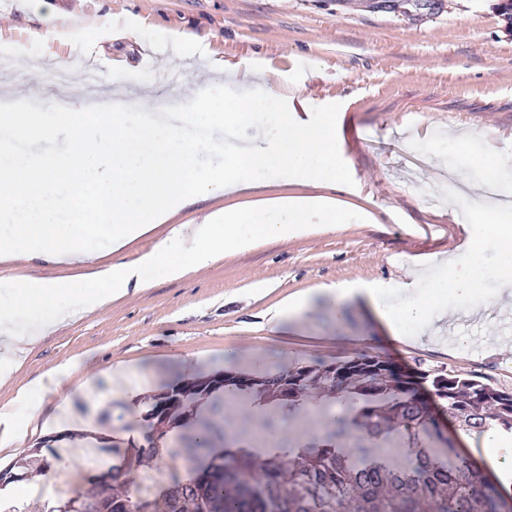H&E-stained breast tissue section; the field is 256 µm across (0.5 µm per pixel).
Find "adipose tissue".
Segmentation results:
<instances>
[{
    "label": "adipose tissue",
    "instance_id": "1",
    "mask_svg": "<svg viewBox=\"0 0 512 512\" xmlns=\"http://www.w3.org/2000/svg\"><path fill=\"white\" fill-rule=\"evenodd\" d=\"M18 92L0 82V127L25 140L17 153L0 144V216L9 215L25 236L41 238L39 258L57 263H80L84 251L77 241L87 230L102 226L113 248L138 239L153 225L163 223L186 205L219 194H256L249 205L212 210L202 223L171 230V242H160L130 264L102 265L87 277L90 292L80 297L79 311L88 312L129 289L144 287V269L164 265L168 277L179 279L231 252H245L264 240H288L322 224H342L347 204L330 196L345 181L333 114L309 122L298 121L281 106L280 98L246 92L217 102L208 91L191 89L156 102L143 113L138 127L128 124L127 103L120 97L89 101L63 92L61 102L38 112L15 107ZM208 119V137L196 136L199 117ZM244 124L276 129L274 139L225 148V141ZM67 136L53 153L42 143L58 131ZM214 150L223 165L200 170L196 156ZM277 172L300 193L265 194L263 173ZM474 219L466 229L464 262L448 260L444 274L423 296L415 282L397 281L392 291L396 306H386L383 290L373 285L336 283L322 286L337 302L363 299L390 329L393 338L409 344L431 337L448 316V300L479 298L488 272L481 258L484 239L502 245L495 273L498 288L481 300L484 310L512 304V225L500 222L499 202L484 195L470 196ZM64 279L26 277L19 283V300L40 310L69 292ZM58 314L40 329L17 324L13 312H0V344L21 351L37 342L41 331L63 324Z\"/></svg>",
    "mask_w": 512,
    "mask_h": 512
}]
</instances>
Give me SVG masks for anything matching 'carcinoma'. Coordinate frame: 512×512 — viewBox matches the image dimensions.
Here are the masks:
<instances>
[{
  "mask_svg": "<svg viewBox=\"0 0 512 512\" xmlns=\"http://www.w3.org/2000/svg\"><path fill=\"white\" fill-rule=\"evenodd\" d=\"M422 379L461 430H512V392L451 370ZM229 387L269 411L237 410L224 398ZM322 390L332 397L318 413H301ZM338 397L349 413L336 414ZM142 422L147 445L124 456H154L186 477L131 497L117 487L136 480L114 464L49 512H137L151 496L162 500V512H512L485 470L437 425L419 384L379 355L257 375L202 373L153 396ZM173 427L183 429L180 446L166 448ZM243 442L251 451L240 450ZM54 459L60 453L46 456L41 442L28 449L0 469V492Z\"/></svg>",
  "mask_w": 512,
  "mask_h": 512,
  "instance_id": "carcinoma-1",
  "label": "carcinoma"
}]
</instances>
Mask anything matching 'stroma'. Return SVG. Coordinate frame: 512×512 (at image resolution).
<instances>
[{
    "label": "stroma",
    "mask_w": 512,
    "mask_h": 512,
    "mask_svg": "<svg viewBox=\"0 0 512 512\" xmlns=\"http://www.w3.org/2000/svg\"><path fill=\"white\" fill-rule=\"evenodd\" d=\"M45 14L23 0H0V45L14 64L10 81L28 108L59 96V72L34 73L32 62L94 63L98 94L125 86L139 103L144 85L165 97L192 83L215 98L230 91L223 74L203 66L206 53L235 66L269 63L275 91L298 115L335 110L355 193L378 221L349 215L334 231L269 241L170 279L164 266L143 272L147 288L129 292L67 322L30 346L21 360L0 352V408L12 415L0 435V464L43 441L60 402L68 429H90L108 452L92 468L50 469L47 485L88 487L102 466L116 463L112 446L145 442L141 415L157 380L190 378L203 368L250 371L317 358L343 361L361 353L391 358L416 372L455 370L512 391V319L471 311L449 300L455 336L468 353L426 342L395 341L368 306L334 299L321 285L387 284L401 279L413 256L442 258L456 250L472 220L469 201L448 203L453 186L483 192L485 175L470 168L449 138L474 133L472 146L498 158L499 187L512 197V20L501 0H46ZM54 36H47L48 27ZM172 72L170 82L157 80ZM172 225V224H171ZM170 224L121 250L89 233L83 249L97 263H131L170 232ZM84 268L0 261V309L15 299L24 277L63 278L82 287ZM121 363L138 383L155 384L112 399V370ZM57 371L60 392L46 390ZM109 395L107 404L98 398ZM41 402V415L31 403Z\"/></svg>",
    "instance_id": "1"
}]
</instances>
